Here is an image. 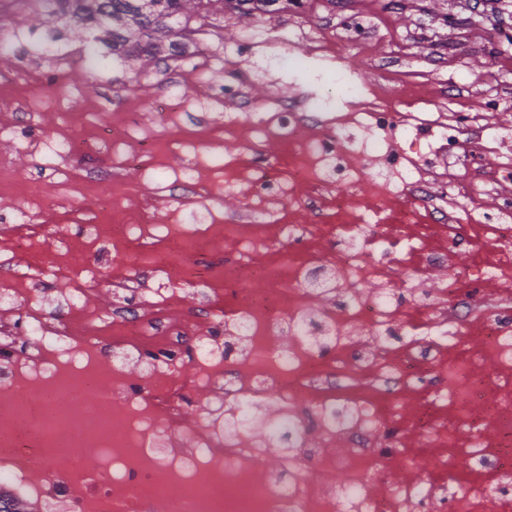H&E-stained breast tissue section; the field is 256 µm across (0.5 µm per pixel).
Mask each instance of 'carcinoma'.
I'll use <instances>...</instances> for the list:
<instances>
[{
  "mask_svg": "<svg viewBox=\"0 0 512 512\" xmlns=\"http://www.w3.org/2000/svg\"><path fill=\"white\" fill-rule=\"evenodd\" d=\"M40 14L52 27L46 30L47 39L55 41L62 32L60 23L71 34L82 36L89 30L97 35L93 40L110 42L112 49L122 50L125 58L145 64L164 57L177 60L180 48L168 44V52L161 51L159 41L170 35L164 19L171 17L182 24V31H199L210 25L213 17L230 9L241 17L276 0H151L152 8L142 9V0H39Z\"/></svg>",
  "mask_w": 512,
  "mask_h": 512,
  "instance_id": "cac0c4a2",
  "label": "carcinoma"
}]
</instances>
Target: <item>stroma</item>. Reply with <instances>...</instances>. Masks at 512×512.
I'll return each mask as SVG.
<instances>
[{"label": "stroma", "instance_id": "stroma-1", "mask_svg": "<svg viewBox=\"0 0 512 512\" xmlns=\"http://www.w3.org/2000/svg\"><path fill=\"white\" fill-rule=\"evenodd\" d=\"M369 18L370 40H363L345 26L334 0H304L301 10L269 6L243 20L228 13L216 18L225 33L241 37L251 27L265 53L253 57L228 55L225 45L186 41L185 57L203 63L210 76L192 85L177 111L162 112L158 103L172 78V71L147 66L138 82H131L127 66L111 47L88 46L79 37L52 45L43 41L42 30H30L19 19L23 7L5 5L0 14L17 20V37L9 41L10 53L0 61V83L23 71H51L64 67L65 86H44L27 103L34 128L0 130V161L9 168V179L0 184V210L30 211L34 202L53 205L56 195L32 190L17 196L12 182L42 179L54 186H67L79 174L100 169L101 155L119 154L124 164L112 181L113 206L130 222H138L149 210L150 223L171 232H182L187 224L209 223L211 215L231 216L244 204L238 187L228 182L223 162L246 152L255 135V124L277 101L294 96L315 97L335 92L340 81L352 79L371 92L414 77L420 78L416 97L406 99L412 112L456 109L466 102L494 100L485 113L480 137H465L460 156L478 152L483 169L498 167L512 158V140L499 141L498 128L512 120V0H487V10L474 8L473 0H354ZM303 28L304 36L291 47V57L279 56L278 46L289 31ZM336 44L342 53L338 63H317L307 53L316 38ZM245 81L250 111L222 105L219 94L227 70ZM238 120L236 134L215 144L202 130L211 124ZM109 126V137L100 154L71 163L47 152L45 143L66 137L77 140ZM162 143L163 153L150 171L154 187H163L187 170L198 171L213 186L214 197L195 205L163 197L153 203L134 196L142 175L138 162L148 141ZM84 253L70 258L69 287L84 289L91 305L102 314L112 310L109 280L113 265L138 268L136 251L118 248L111 265L103 266L98 280L84 278ZM428 276L410 265L396 272L393 288L412 298L411 320L429 316L432 299L424 290Z\"/></svg>", "mask_w": 512, "mask_h": 512}]
</instances>
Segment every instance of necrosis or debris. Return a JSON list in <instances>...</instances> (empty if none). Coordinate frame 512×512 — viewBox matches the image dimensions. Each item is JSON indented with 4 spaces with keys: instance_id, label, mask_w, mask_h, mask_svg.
Listing matches in <instances>:
<instances>
[{
    "instance_id": "4bbe7bcc",
    "label": "necrosis or debris",
    "mask_w": 512,
    "mask_h": 512,
    "mask_svg": "<svg viewBox=\"0 0 512 512\" xmlns=\"http://www.w3.org/2000/svg\"><path fill=\"white\" fill-rule=\"evenodd\" d=\"M412 113L394 93L367 100L353 83L319 99L279 100L262 117L246 166L234 167L253 212L269 198L297 201L312 220L298 224H209L224 239V256L210 258L195 234L136 232L110 200L94 209L69 206L51 220H0L21 249L0 260L13 282L0 289V493L24 501L28 512H506L512 507V303L480 296L478 283L512 280V196L481 220L501 242L488 266L435 289L430 318L412 329L404 294L372 291L337 296L336 275L360 281L391 276L408 261L430 271L447 266L470 240L471 212L458 207L460 184H435L409 157L375 173L359 193L353 159L388 154L396 134H409ZM281 158L268 162L269 144ZM306 186L294 199L298 186ZM52 239L54 249H35ZM279 244L273 257L262 243ZM145 260L156 280L150 301L130 298L109 315L91 313L81 293H69L61 313L18 305L20 284L69 270L76 245L94 246L83 273L119 243ZM260 289H248L250 281ZM204 289L207 302L179 307L175 289ZM325 300L319 339L310 342L309 293ZM379 336L373 351L349 330ZM290 341L273 346L276 328ZM482 351L468 353L469 342ZM148 364L141 378L107 351ZM196 379L181 378L185 361ZM493 366L494 378L480 377ZM205 384L215 415L206 438L177 450L186 427L183 405ZM281 404L289 449L280 462L288 480L257 477L250 459L262 441H243L224 422V407L269 395ZM422 396L419 410L400 407ZM320 445H309L310 436ZM473 463L458 486L449 458ZM431 457L442 479L422 468ZM389 475L378 496L364 491L373 467ZM311 470L323 492H307L295 477ZM344 473V493L332 492Z\"/></svg>"
}]
</instances>
